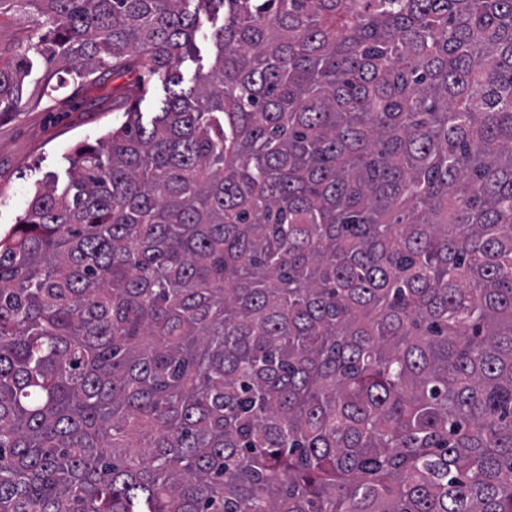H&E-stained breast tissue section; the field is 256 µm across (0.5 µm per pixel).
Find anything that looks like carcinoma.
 I'll list each match as a JSON object with an SVG mask.
<instances>
[{
  "instance_id": "obj_1",
  "label": "carcinoma",
  "mask_w": 512,
  "mask_h": 512,
  "mask_svg": "<svg viewBox=\"0 0 512 512\" xmlns=\"http://www.w3.org/2000/svg\"><path fill=\"white\" fill-rule=\"evenodd\" d=\"M6 3L165 99L0 237V512H512V0ZM210 23L207 22L205 18H202V27L198 31L196 36V43L199 51V62L194 63L191 61H187L184 63L182 67V72L184 74L185 82L192 84L191 80L194 75L196 68L201 63L204 67V72L208 71L211 66L212 57L214 55V50L212 45L209 43L207 38L208 35V27Z\"/></svg>"
}]
</instances>
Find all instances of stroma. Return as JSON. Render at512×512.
<instances>
[{"label":"stroma","mask_w":512,"mask_h":512,"mask_svg":"<svg viewBox=\"0 0 512 512\" xmlns=\"http://www.w3.org/2000/svg\"><path fill=\"white\" fill-rule=\"evenodd\" d=\"M130 79L103 74L95 84L65 92L55 102H28L0 115V233L23 214L35 184L46 175L66 178L69 151L97 144L124 119L113 105Z\"/></svg>","instance_id":"1"}]
</instances>
